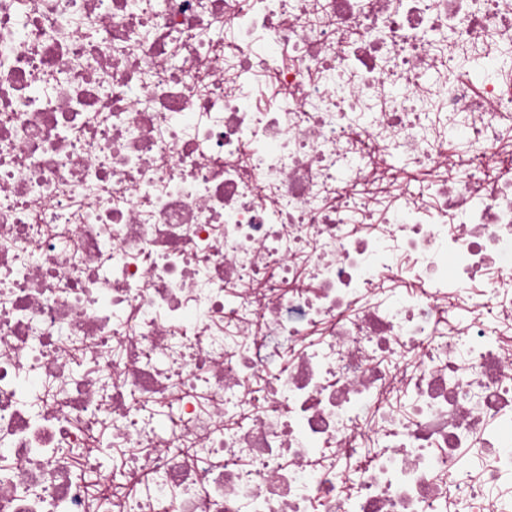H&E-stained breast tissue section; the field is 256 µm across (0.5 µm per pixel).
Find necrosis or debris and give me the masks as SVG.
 <instances>
[{
    "mask_svg": "<svg viewBox=\"0 0 512 512\" xmlns=\"http://www.w3.org/2000/svg\"><path fill=\"white\" fill-rule=\"evenodd\" d=\"M511 162L512 0H0V512H512Z\"/></svg>",
    "mask_w": 512,
    "mask_h": 512,
    "instance_id": "obj_1",
    "label": "necrosis or debris"
}]
</instances>
